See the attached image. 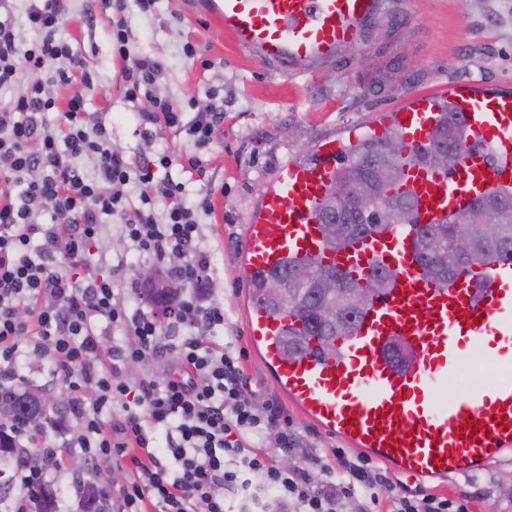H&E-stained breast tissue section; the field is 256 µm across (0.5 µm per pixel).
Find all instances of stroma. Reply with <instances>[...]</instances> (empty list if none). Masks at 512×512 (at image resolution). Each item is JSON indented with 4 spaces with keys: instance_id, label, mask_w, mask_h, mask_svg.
Wrapping results in <instances>:
<instances>
[{
    "instance_id": "obj_1",
    "label": "stroma",
    "mask_w": 512,
    "mask_h": 512,
    "mask_svg": "<svg viewBox=\"0 0 512 512\" xmlns=\"http://www.w3.org/2000/svg\"><path fill=\"white\" fill-rule=\"evenodd\" d=\"M129 38L135 51L162 60L164 75L149 91L170 99L184 120L224 101V120L208 146L159 126L144 139L119 83L121 61L105 21L104 0H66L69 22L62 37L85 58L91 75L84 88L88 123H104L113 149L127 159L158 150L170 153L169 179L183 183L189 196L209 194L213 209L200 215L203 245L213 258L204 298L224 306V326L215 341L245 350L242 383L256 403L272 400L283 409L288 429L299 443L296 460L317 453L348 458L361 449L302 415L277 389L265 363L250 351L245 311L250 280L241 244L248 218L263 190L292 159H310L324 139L346 142L364 138L370 128L387 124L391 112L423 93L460 81H478L512 89V0H385V6L359 43L346 46L334 61L317 64L308 80L287 67L262 62L239 47L213 19L196 13L189 0H153L142 11L127 0ZM193 55H186L185 47ZM199 156L203 173L183 169L180 157ZM16 386L32 383L41 392L70 399L68 383L53 376L48 354L25 349L15 369ZM47 475L57 512H85L81 487H103L113 471L130 477L128 468L105 462L87 470L78 450L62 454ZM393 491L417 497L468 495L471 512H512V461L489 465L469 478L420 484L389 472ZM105 487V486H104Z\"/></svg>"
}]
</instances>
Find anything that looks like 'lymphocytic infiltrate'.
Instances as JSON below:
<instances>
[{
    "label": "lymphocytic infiltrate",
    "mask_w": 512,
    "mask_h": 512,
    "mask_svg": "<svg viewBox=\"0 0 512 512\" xmlns=\"http://www.w3.org/2000/svg\"><path fill=\"white\" fill-rule=\"evenodd\" d=\"M107 24L122 60L125 95L145 102L140 124L185 128L195 144L210 143L224 119V106L212 103L190 125L170 101L141 95L164 71L155 58L137 57L129 47L125 0H111ZM26 19L41 38L20 50L15 19L0 17V89L24 82V91L0 108V181L21 185L19 194L0 193V378H10L24 347L50 354L53 373L73 390L69 412L82 430L65 446L79 449L86 462L130 459L133 474L119 491V512H227L224 491L244 495L249 512H377L378 491L389 479L368 460L337 456L335 463L311 454L305 466L284 468L273 451L252 449L248 437L280 426L275 403L259 407L245 395L241 367L230 346L206 338L223 325L224 307L205 303L201 290L211 260L200 244L198 212L209 196L189 203L182 184L156 181L170 167L167 153L131 161L112 149L102 124L87 125L81 87L71 73L81 68L78 52L57 34L66 22L64 0H28ZM56 68L70 91L65 101L45 92L42 74ZM60 112L61 131L48 113ZM96 157L93 173L78 161ZM137 180L141 205L128 209L127 186ZM120 217L130 252L159 271L184 281L189 290L178 301L171 338L154 313L128 309L124 292H137L125 280L128 257L120 255L110 276L98 273L89 256L105 219ZM184 263L168 267L170 255ZM28 318H21V311ZM121 330L123 344L103 357L108 330ZM175 365L164 380L125 379L123 367L164 353ZM121 404V423L109 413ZM62 446V447H65ZM62 447L38 441V464L21 460L14 474L20 489L15 512H33L32 490L45 485L47 465ZM319 468L322 481L311 470ZM387 512H469V501L439 496L420 499L395 494Z\"/></svg>",
    "instance_id": "lymphocytic-infiltrate-1"
}]
</instances>
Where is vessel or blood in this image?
Wrapping results in <instances>:
<instances>
[{
    "label": "vessel or blood",
    "instance_id": "1",
    "mask_svg": "<svg viewBox=\"0 0 512 512\" xmlns=\"http://www.w3.org/2000/svg\"><path fill=\"white\" fill-rule=\"evenodd\" d=\"M384 0H194L195 11L223 25L237 44L264 62L297 75L332 60L356 43ZM449 96L472 139L494 146L447 178L408 165L405 185L418 197V221L436 224L474 199L512 188V95L475 84H450ZM437 100L423 94L395 109L391 121L407 148L428 143ZM343 145L328 139L316 160L284 165L251 213L243 242L248 273L291 258L320 259L344 268L389 266L396 281L372 297L352 335L336 341V355L289 357L280 349L287 314L253 308L248 339L271 369L277 387L304 415L400 474L420 482L469 477L512 452V376L449 398L441 388L465 368L466 349L484 348L490 360L512 362V262L473 265L448 285L422 279L414 234L393 226L339 253L319 233L317 205L336 172ZM402 337L410 361L394 367L390 337ZM478 429H471L470 421Z\"/></svg>",
    "mask_w": 512,
    "mask_h": 512
}]
</instances>
